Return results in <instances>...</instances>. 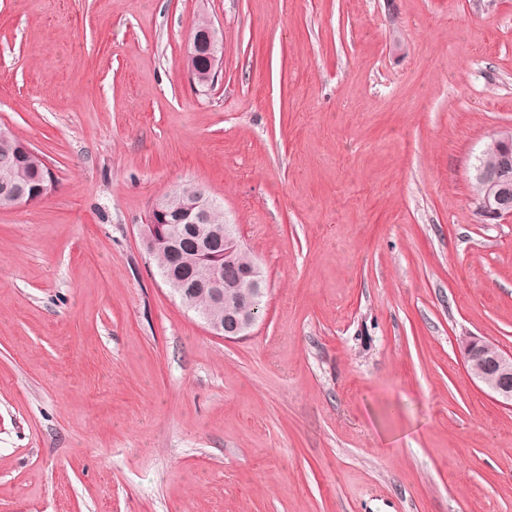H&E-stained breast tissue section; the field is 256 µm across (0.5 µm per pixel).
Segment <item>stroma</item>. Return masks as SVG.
Wrapping results in <instances>:
<instances>
[{"mask_svg":"<svg viewBox=\"0 0 512 512\" xmlns=\"http://www.w3.org/2000/svg\"><path fill=\"white\" fill-rule=\"evenodd\" d=\"M1 126L58 185L0 210V512H512L457 348L512 349V0H0ZM186 182L266 276L235 341L143 249ZM211 24H213V22L208 16L198 15L194 22L191 39L195 41L198 33L208 29L211 26ZM222 39L223 35L221 30L217 29L213 24L209 29L206 41L199 40L197 43L194 44L195 51L197 49L208 50V55L206 56V58L202 56L196 57L198 56L197 51L196 54L190 53L188 46L186 56L189 55L193 57L189 59L188 63L186 64V67H192L195 70V84L201 88H207L209 85L213 83V79H211L209 72H211L212 74L214 73L215 77H217L218 69L221 64V56L219 57L218 55V49L220 44L222 43ZM219 51L221 53V48L219 49ZM207 60L209 64V72L207 70ZM497 159L494 145L475 168L473 200L477 214L483 220L512 217V131H502L497 139Z\"/></svg>","mask_w":512,"mask_h":512,"instance_id":"35a3bbf8","label":"stroma"}]
</instances>
